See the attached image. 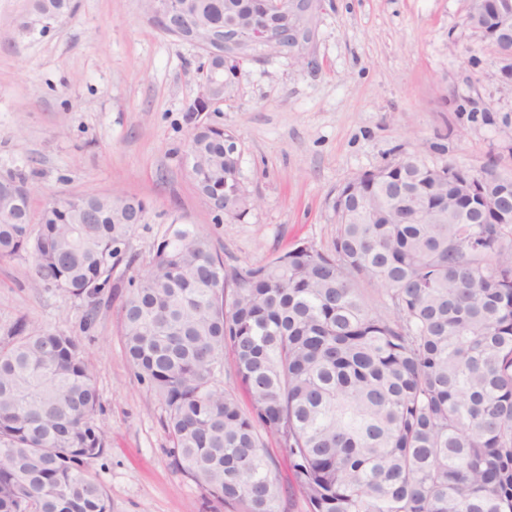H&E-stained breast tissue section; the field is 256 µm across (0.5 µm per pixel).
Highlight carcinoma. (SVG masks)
I'll list each match as a JSON object with an SVG mask.
<instances>
[{"mask_svg": "<svg viewBox=\"0 0 512 512\" xmlns=\"http://www.w3.org/2000/svg\"><path fill=\"white\" fill-rule=\"evenodd\" d=\"M201 31L256 23L257 0H177ZM72 0H33L41 30ZM192 103L180 160L198 192L242 219L258 206L234 135ZM458 167L415 156L361 172L329 197L334 251L295 245L227 272L208 237L170 219L148 270L128 282L121 333L165 405L174 469L205 503L277 512L278 438L308 512H512V222L464 193ZM145 201H48L33 224L26 176H0V258L21 252L35 286L95 302L125 259ZM381 287L389 313L357 283ZM230 353L233 390L214 387ZM95 370L71 336L21 320L0 340V512H111L87 470L107 434Z\"/></svg>", "mask_w": 512, "mask_h": 512, "instance_id": "1", "label": "carcinoma"}]
</instances>
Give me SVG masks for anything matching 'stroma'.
<instances>
[{
	"label": "stroma",
	"instance_id": "1",
	"mask_svg": "<svg viewBox=\"0 0 512 512\" xmlns=\"http://www.w3.org/2000/svg\"><path fill=\"white\" fill-rule=\"evenodd\" d=\"M43 34L32 0H0V175L25 170L30 204L117 193L143 199L148 223L98 306L33 288L27 255L0 259V336L19 319L75 338L95 367L109 446L87 468L112 512H198L200 488L166 453L165 406L134 373L120 334L130 276L148 266L171 214L207 234L226 270L304 241L328 252L329 195L354 175L412 154L512 176V79L466 23L469 0H314L302 60L258 52L212 123L242 143L241 179L259 205L214 221L175 155L189 125L199 49L155 24L143 0H74Z\"/></svg>",
	"mask_w": 512,
	"mask_h": 512
}]
</instances>
